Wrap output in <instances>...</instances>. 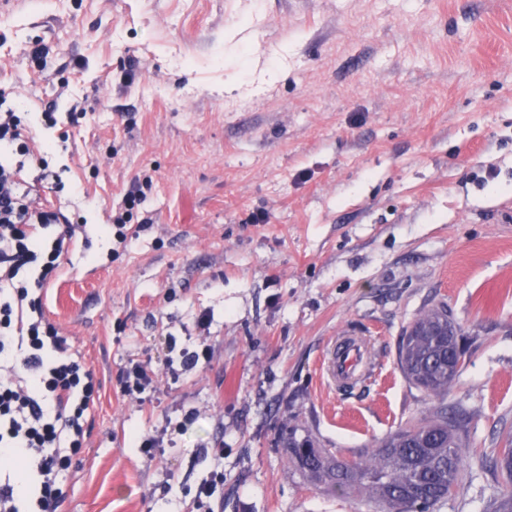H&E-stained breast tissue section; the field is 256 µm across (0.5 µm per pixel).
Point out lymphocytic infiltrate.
<instances>
[{"instance_id":"lymphocytic-infiltrate-1","label":"lymphocytic infiltrate","mask_w":512,"mask_h":512,"mask_svg":"<svg viewBox=\"0 0 512 512\" xmlns=\"http://www.w3.org/2000/svg\"><path fill=\"white\" fill-rule=\"evenodd\" d=\"M11 98L0 86V512H59L98 381L44 300L82 226L55 205L66 185Z\"/></svg>"}]
</instances>
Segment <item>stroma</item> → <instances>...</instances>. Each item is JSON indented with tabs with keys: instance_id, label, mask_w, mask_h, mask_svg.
Segmentation results:
<instances>
[{
	"instance_id": "obj_1",
	"label": "stroma",
	"mask_w": 512,
	"mask_h": 512,
	"mask_svg": "<svg viewBox=\"0 0 512 512\" xmlns=\"http://www.w3.org/2000/svg\"><path fill=\"white\" fill-rule=\"evenodd\" d=\"M0 83L22 112L87 108L68 142L32 129L87 220L44 313L101 383L62 512H192L215 470V512H373L307 483L289 433L355 459L439 405L473 457L435 512L512 489L479 458L512 434V0H17ZM144 175L152 223L123 247L108 217ZM437 301L467 348L439 399L397 362ZM347 335L370 376L336 389L321 363ZM135 362L152 383L127 395Z\"/></svg>"
}]
</instances>
